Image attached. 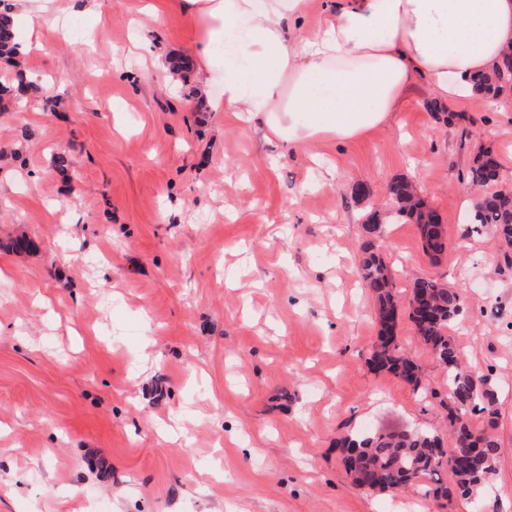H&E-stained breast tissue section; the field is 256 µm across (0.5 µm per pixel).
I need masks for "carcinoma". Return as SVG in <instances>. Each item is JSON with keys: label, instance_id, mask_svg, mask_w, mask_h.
<instances>
[{"label": "carcinoma", "instance_id": "1", "mask_svg": "<svg viewBox=\"0 0 512 512\" xmlns=\"http://www.w3.org/2000/svg\"><path fill=\"white\" fill-rule=\"evenodd\" d=\"M17 55V45L9 24L0 23V56ZM512 87V64L504 71L476 80L475 88L494 96ZM468 178L473 189L501 179V168L488 151L477 152L469 165ZM392 215L370 209L361 224L364 241L359 257L362 286L371 295L377 342L368 365L377 373H389L413 387L423 400H439L446 412L451 446L442 449L438 433L416 429L403 433L350 430L336 438V448L354 482L370 490L405 492L422 490L424 494L453 496L475 505L474 512L498 509L491 495L501 444L491 431L499 417L498 397L491 377L471 368L448 331L465 307L462 291L450 288L437 278L418 277L410 289L409 318L420 342L435 355L448 377L446 398L424 377L414 359L396 341L395 329L400 301L394 292L393 274L375 251V240L385 231L387 220L404 217L415 221L423 251L432 259L448 250L445 232L437 229L439 216L421 199L406 179L393 181L388 189ZM470 231L489 226L496 235L505 267H512V190L507 188L483 194L470 217ZM481 415L489 428H477L472 416ZM448 469L452 483L433 477Z\"/></svg>", "mask_w": 512, "mask_h": 512}]
</instances>
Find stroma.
I'll return each instance as SVG.
<instances>
[{
  "mask_svg": "<svg viewBox=\"0 0 512 512\" xmlns=\"http://www.w3.org/2000/svg\"><path fill=\"white\" fill-rule=\"evenodd\" d=\"M0 1L39 33L21 57L37 91L0 97V512H472L359 488L334 446L442 426L367 363L361 217L397 178L438 211L448 251L432 261L407 222L377 245L400 300L418 277L464 291L450 334L498 390L495 493L512 512V269L490 233L466 234L463 204L478 150L512 185V106L445 101L447 124L420 80L395 123L287 153L169 69L196 37L180 0H100L94 16ZM138 37L160 67L130 52ZM21 235L30 247L8 250ZM396 334L443 388L408 315Z\"/></svg>",
  "mask_w": 512,
  "mask_h": 512,
  "instance_id": "35a3bbf8",
  "label": "stroma"
}]
</instances>
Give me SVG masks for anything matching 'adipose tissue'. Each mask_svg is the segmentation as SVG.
Listing matches in <instances>:
<instances>
[{
	"mask_svg": "<svg viewBox=\"0 0 512 512\" xmlns=\"http://www.w3.org/2000/svg\"><path fill=\"white\" fill-rule=\"evenodd\" d=\"M181 0L213 112H244L288 148L391 123L412 83L452 101L512 52V0Z\"/></svg>",
	"mask_w": 512,
	"mask_h": 512,
	"instance_id": "adipose-tissue-1",
	"label": "adipose tissue"
}]
</instances>
